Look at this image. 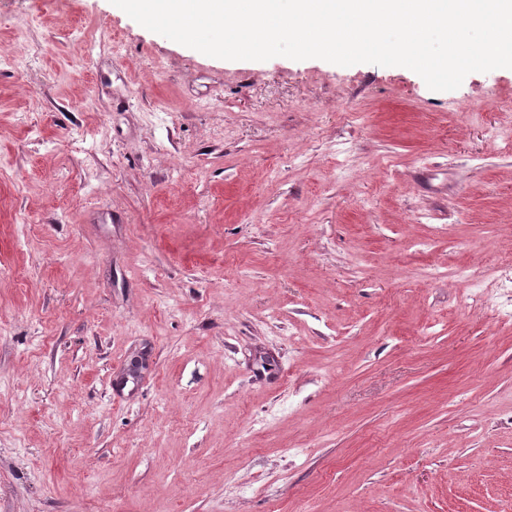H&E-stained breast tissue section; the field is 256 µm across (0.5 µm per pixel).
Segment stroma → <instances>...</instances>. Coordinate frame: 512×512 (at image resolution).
Returning <instances> with one entry per match:
<instances>
[{
    "instance_id": "stroma-1",
    "label": "stroma",
    "mask_w": 512,
    "mask_h": 512,
    "mask_svg": "<svg viewBox=\"0 0 512 512\" xmlns=\"http://www.w3.org/2000/svg\"><path fill=\"white\" fill-rule=\"evenodd\" d=\"M511 129L0 0V512H512Z\"/></svg>"
}]
</instances>
